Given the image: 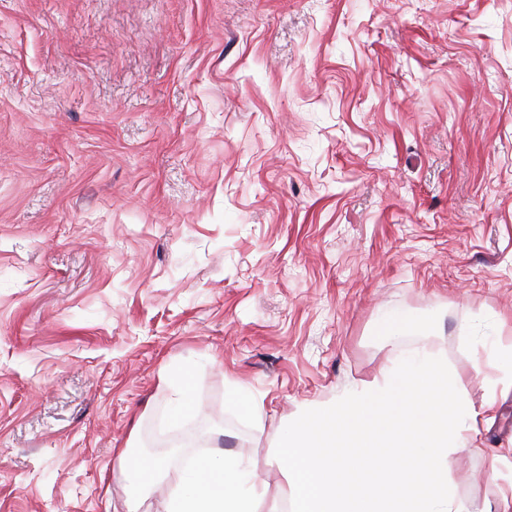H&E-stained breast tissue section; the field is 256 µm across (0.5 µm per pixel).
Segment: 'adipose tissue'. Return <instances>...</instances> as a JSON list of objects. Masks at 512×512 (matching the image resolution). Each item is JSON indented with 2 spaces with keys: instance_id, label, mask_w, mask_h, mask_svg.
<instances>
[{
  "instance_id": "adipose-tissue-1",
  "label": "adipose tissue",
  "mask_w": 512,
  "mask_h": 512,
  "mask_svg": "<svg viewBox=\"0 0 512 512\" xmlns=\"http://www.w3.org/2000/svg\"><path fill=\"white\" fill-rule=\"evenodd\" d=\"M269 497L252 464L223 452L186 469L184 488L172 492L166 512H271Z\"/></svg>"
}]
</instances>
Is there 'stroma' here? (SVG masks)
<instances>
[{"label": "stroma", "mask_w": 512, "mask_h": 512, "mask_svg": "<svg viewBox=\"0 0 512 512\" xmlns=\"http://www.w3.org/2000/svg\"><path fill=\"white\" fill-rule=\"evenodd\" d=\"M511 349L512 0H0V512H163L161 415L287 486L305 404L425 350L496 400L483 512Z\"/></svg>", "instance_id": "stroma-1"}]
</instances>
